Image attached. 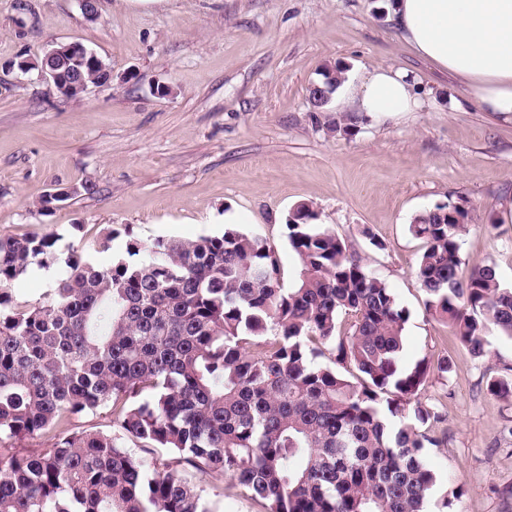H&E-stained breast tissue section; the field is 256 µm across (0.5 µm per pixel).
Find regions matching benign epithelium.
Masks as SVG:
<instances>
[{"mask_svg":"<svg viewBox=\"0 0 512 512\" xmlns=\"http://www.w3.org/2000/svg\"><path fill=\"white\" fill-rule=\"evenodd\" d=\"M44 55L45 62H51L53 66L40 70L38 77L52 83L59 93L70 99H79L88 91L82 68L92 66L112 73V68L105 65L93 50L79 42L59 43Z\"/></svg>","mask_w":512,"mask_h":512,"instance_id":"1","label":"benign epithelium"}]
</instances>
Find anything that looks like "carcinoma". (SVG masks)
Here are the masks:
<instances>
[{
	"instance_id": "cac0c4a2",
	"label": "carcinoma",
	"mask_w": 512,
	"mask_h": 512,
	"mask_svg": "<svg viewBox=\"0 0 512 512\" xmlns=\"http://www.w3.org/2000/svg\"><path fill=\"white\" fill-rule=\"evenodd\" d=\"M314 219L307 204L288 216V290L267 243L227 227L106 269L73 252L49 297L19 305L11 284L54 264L56 239L0 237V448L49 441L0 452V512H210L186 468L224 473L262 512H425L422 451L441 440L423 425L440 414L420 392L450 362L400 366L409 311ZM468 225L443 204L410 231L426 312L482 359L490 331L512 340V286L462 267ZM487 390L509 398L512 378ZM106 406L112 432L78 426Z\"/></svg>"
}]
</instances>
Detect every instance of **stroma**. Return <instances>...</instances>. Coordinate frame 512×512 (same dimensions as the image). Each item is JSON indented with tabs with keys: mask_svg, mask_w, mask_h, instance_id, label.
Here are the masks:
<instances>
[{
	"mask_svg": "<svg viewBox=\"0 0 512 512\" xmlns=\"http://www.w3.org/2000/svg\"><path fill=\"white\" fill-rule=\"evenodd\" d=\"M388 0H98L87 21L78 0H0V237L56 239L46 277L12 285L16 302L48 296L70 253L107 268L129 239H195L231 226L267 242L283 284L298 272L289 214L306 203L316 221L391 288L410 317L403 366L445 357L421 399L442 418L425 456L441 485H462L449 507L427 512H512V400L486 381L512 370V341L493 338L473 358L450 328L428 316L414 275L423 243L413 217L448 202L470 212L460 258L495 266L512 285V121L468 106L463 86L402 38ZM79 42L112 66V83L62 96L11 63L57 43ZM362 76L377 65L412 71L424 92L417 112L317 110L310 90L325 69ZM78 195L38 208L60 187ZM111 241H104V234ZM383 249H376L374 241ZM212 512H259L219 472L182 471Z\"/></svg>",
	"mask_w": 512,
	"mask_h": 512,
	"instance_id": "obj_1",
	"label": "stroma"
}]
</instances>
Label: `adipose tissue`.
Wrapping results in <instances>:
<instances>
[{"instance_id":"adipose-tissue-1","label":"adipose tissue","mask_w":512,"mask_h":512,"mask_svg":"<svg viewBox=\"0 0 512 512\" xmlns=\"http://www.w3.org/2000/svg\"><path fill=\"white\" fill-rule=\"evenodd\" d=\"M403 37L419 57L436 64L482 111L512 117V0H392ZM337 101L375 115L417 112V81L404 68L376 67L342 81Z\"/></svg>"}]
</instances>
